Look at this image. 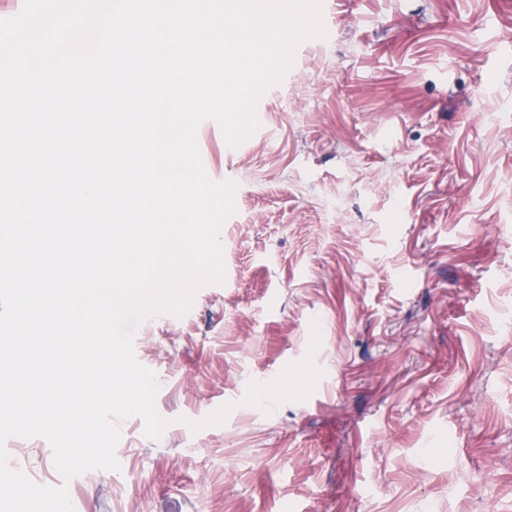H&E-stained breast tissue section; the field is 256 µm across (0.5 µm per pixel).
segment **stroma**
Masks as SVG:
<instances>
[{
    "instance_id": "stroma-1",
    "label": "stroma",
    "mask_w": 512,
    "mask_h": 512,
    "mask_svg": "<svg viewBox=\"0 0 512 512\" xmlns=\"http://www.w3.org/2000/svg\"><path fill=\"white\" fill-rule=\"evenodd\" d=\"M323 7L251 137L197 131L236 211L224 282L134 333L161 438L68 481L5 444L74 512H512V0Z\"/></svg>"
}]
</instances>
